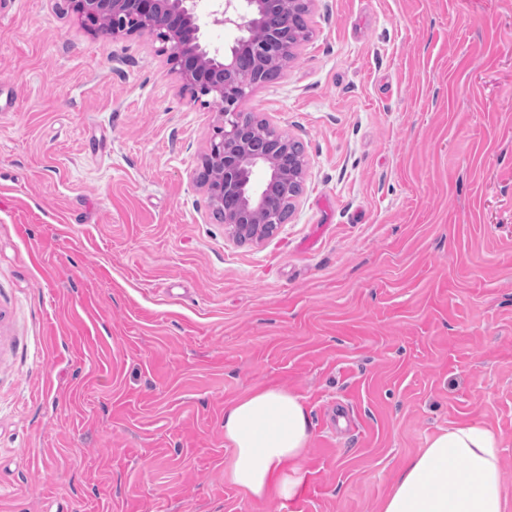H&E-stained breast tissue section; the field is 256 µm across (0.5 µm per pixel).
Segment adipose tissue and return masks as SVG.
I'll return each instance as SVG.
<instances>
[{
    "label": "adipose tissue",
    "instance_id": "obj_1",
    "mask_svg": "<svg viewBox=\"0 0 512 512\" xmlns=\"http://www.w3.org/2000/svg\"><path fill=\"white\" fill-rule=\"evenodd\" d=\"M311 422L301 398L268 388L224 411L233 455L227 477L243 497L295 498ZM500 446L488 428L461 422L440 430L409 459L381 512H507L500 486Z\"/></svg>",
    "mask_w": 512,
    "mask_h": 512
}]
</instances>
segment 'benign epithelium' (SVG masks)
Masks as SVG:
<instances>
[{
  "label": "benign epithelium",
  "mask_w": 512,
  "mask_h": 512,
  "mask_svg": "<svg viewBox=\"0 0 512 512\" xmlns=\"http://www.w3.org/2000/svg\"><path fill=\"white\" fill-rule=\"evenodd\" d=\"M91 28L110 16L124 24L112 34L147 31L162 44L186 81L192 96H213L224 103L202 168L215 163L219 178L200 179L213 206L224 211V224L240 242L262 240L287 223L292 209L275 206L285 183L299 182L303 165L286 137L268 138L237 111L246 88L263 81V72L282 68L297 12L307 13L313 0H224L222 22L238 36L225 52L201 43L195 0H70Z\"/></svg>",
  "instance_id": "7a95c632"
}]
</instances>
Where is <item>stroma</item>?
<instances>
[{
	"instance_id": "35a3bbf8",
	"label": "stroma",
	"mask_w": 512,
	"mask_h": 512,
	"mask_svg": "<svg viewBox=\"0 0 512 512\" xmlns=\"http://www.w3.org/2000/svg\"><path fill=\"white\" fill-rule=\"evenodd\" d=\"M241 112L303 190L239 244L198 182L224 105L150 33L0 0V512H378L439 429L512 505V0H316ZM300 395L294 499L224 477V410Z\"/></svg>"
}]
</instances>
